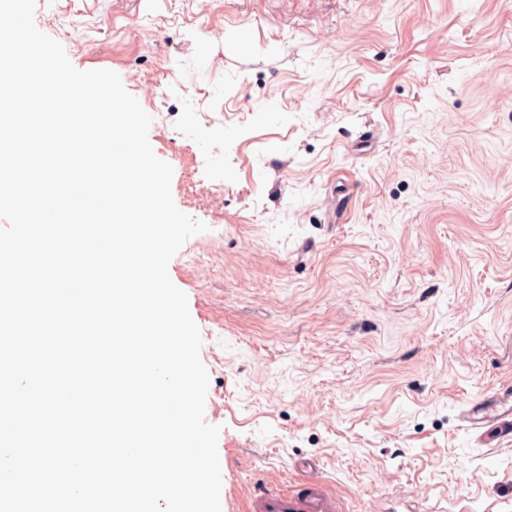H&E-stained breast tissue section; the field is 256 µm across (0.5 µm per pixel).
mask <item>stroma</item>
I'll use <instances>...</instances> for the list:
<instances>
[{
	"label": "stroma",
	"instance_id": "obj_1",
	"mask_svg": "<svg viewBox=\"0 0 512 512\" xmlns=\"http://www.w3.org/2000/svg\"><path fill=\"white\" fill-rule=\"evenodd\" d=\"M151 116L221 512L316 461L344 512H512V0H36ZM463 416L473 428L492 430L497 438L511 434L512 392L500 389L481 400L469 402Z\"/></svg>",
	"mask_w": 512,
	"mask_h": 512
}]
</instances>
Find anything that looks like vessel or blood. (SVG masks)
<instances>
[{"mask_svg": "<svg viewBox=\"0 0 512 512\" xmlns=\"http://www.w3.org/2000/svg\"><path fill=\"white\" fill-rule=\"evenodd\" d=\"M463 416L478 430L496 436L512 433V392L497 390L483 399L469 402ZM306 478L286 488L266 487L253 497L250 512H343L342 504L318 475L317 464H309Z\"/></svg>", "mask_w": 512, "mask_h": 512, "instance_id": "vessel-or-blood-1", "label": "vessel or blood"}]
</instances>
